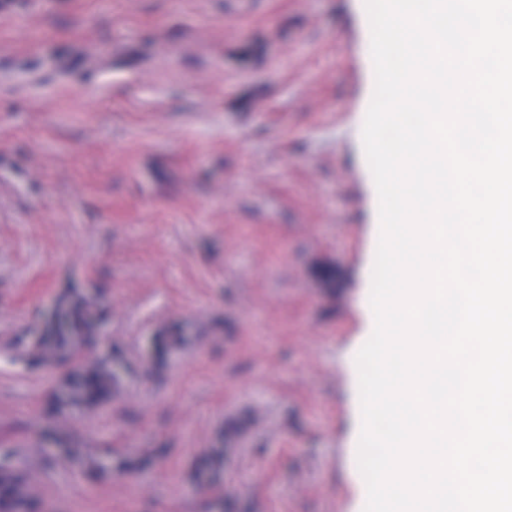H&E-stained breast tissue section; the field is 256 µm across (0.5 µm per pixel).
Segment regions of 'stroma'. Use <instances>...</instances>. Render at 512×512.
<instances>
[{
  "instance_id": "obj_1",
  "label": "stroma",
  "mask_w": 512,
  "mask_h": 512,
  "mask_svg": "<svg viewBox=\"0 0 512 512\" xmlns=\"http://www.w3.org/2000/svg\"><path fill=\"white\" fill-rule=\"evenodd\" d=\"M373 88L362 0H0V448L41 512H364ZM70 289L73 362L125 368L60 412L72 362L21 354Z\"/></svg>"
}]
</instances>
